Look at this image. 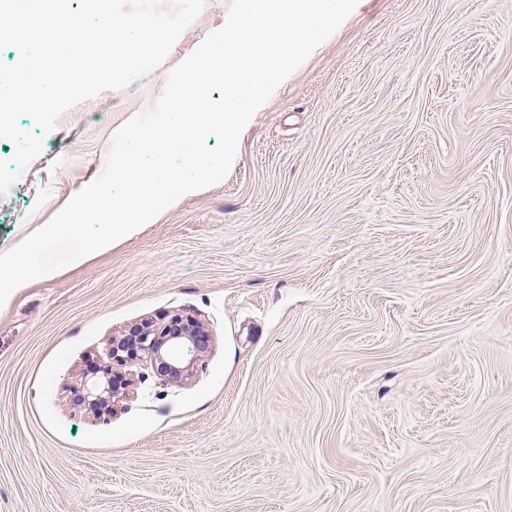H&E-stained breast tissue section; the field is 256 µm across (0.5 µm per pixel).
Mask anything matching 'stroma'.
I'll return each mask as SVG.
<instances>
[{"mask_svg":"<svg viewBox=\"0 0 512 512\" xmlns=\"http://www.w3.org/2000/svg\"><path fill=\"white\" fill-rule=\"evenodd\" d=\"M64 112L0 197V253L103 172L224 25ZM211 354L72 403L127 325ZM0 512H512V0H361L220 183L0 306Z\"/></svg>","mask_w":512,"mask_h":512,"instance_id":"1","label":"stroma"}]
</instances>
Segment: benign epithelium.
Listing matches in <instances>:
<instances>
[{"instance_id": "obj_1", "label": "benign epithelium", "mask_w": 512, "mask_h": 512, "mask_svg": "<svg viewBox=\"0 0 512 512\" xmlns=\"http://www.w3.org/2000/svg\"><path fill=\"white\" fill-rule=\"evenodd\" d=\"M213 336L200 320L174 314L162 324L151 320L134 323L108 339L110 359L123 366L147 360L154 374L166 385H182L192 376L195 366L209 356ZM134 379L100 365L85 376L83 387L74 394L73 404L84 408L96 419L112 414L115 400L130 395Z\"/></svg>"}]
</instances>
